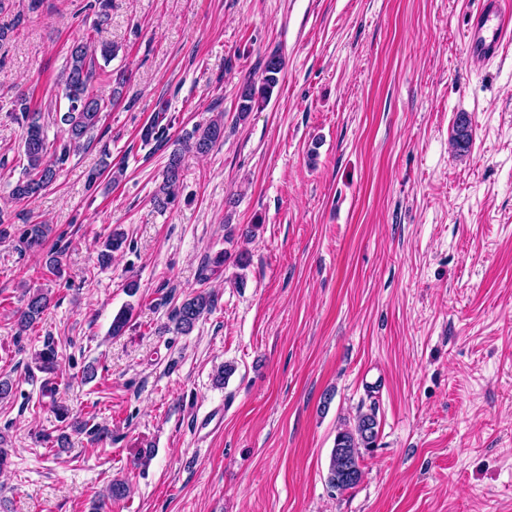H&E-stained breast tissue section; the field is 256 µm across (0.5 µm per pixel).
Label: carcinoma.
Returning a JSON list of instances; mask_svg holds the SVG:
<instances>
[{"instance_id":"obj_1","label":"carcinoma","mask_w":512,"mask_h":512,"mask_svg":"<svg viewBox=\"0 0 512 512\" xmlns=\"http://www.w3.org/2000/svg\"><path fill=\"white\" fill-rule=\"evenodd\" d=\"M284 69L283 57L270 54L262 67L261 77L257 81H248L239 89L238 112L244 118L250 112L263 108L279 83V75ZM96 78V61L89 45L76 43L70 50L62 81V97L67 102V110L60 116V123L66 126V139L49 150L42 113L31 110L26 96L17 100L18 112L14 120L24 129L23 154L26 160L23 176L11 190L12 197L19 202H28L37 198L55 181L57 171L70 158L71 154L87 147L97 129L104 112V101L91 91ZM190 147L198 154H207L224 139V116L209 121L189 134ZM472 140L471 120L465 114L457 115L453 127L452 144L459 152L468 150ZM182 177L181 156L177 152L170 154L163 179L154 194V203L165 208L175 201L177 187ZM48 233L44 224H30L22 235L28 248L43 246ZM51 302L49 292L38 291L29 296L18 318L19 331L32 327L48 308ZM214 306V298L206 292H199L174 308L171 321L175 329L189 333ZM132 316V307L120 310L112 319L110 335L124 333ZM35 362L42 370H53L57 363V352L52 342L44 343V348L35 354ZM376 408L358 412L353 423H345L336 433L334 449L331 450L327 483L339 493L355 488L361 481L363 471L360 459L363 451L374 446L378 435Z\"/></svg>"}]
</instances>
